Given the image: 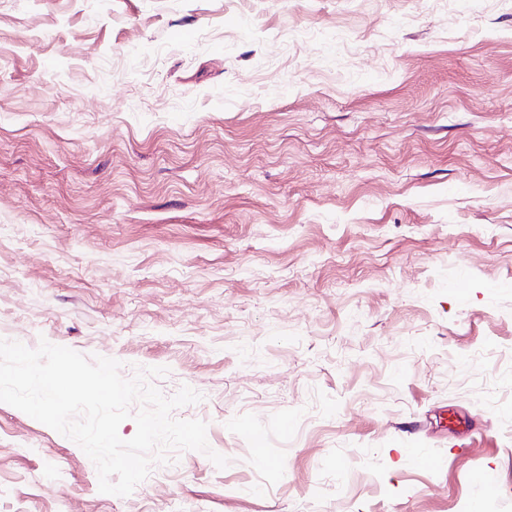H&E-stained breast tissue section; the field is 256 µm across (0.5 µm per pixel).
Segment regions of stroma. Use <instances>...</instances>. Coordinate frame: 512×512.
<instances>
[{
  "mask_svg": "<svg viewBox=\"0 0 512 512\" xmlns=\"http://www.w3.org/2000/svg\"><path fill=\"white\" fill-rule=\"evenodd\" d=\"M0 339L229 460L0 403V512H512V0H0Z\"/></svg>",
  "mask_w": 512,
  "mask_h": 512,
  "instance_id": "35a3bbf8",
  "label": "stroma"
}]
</instances>
